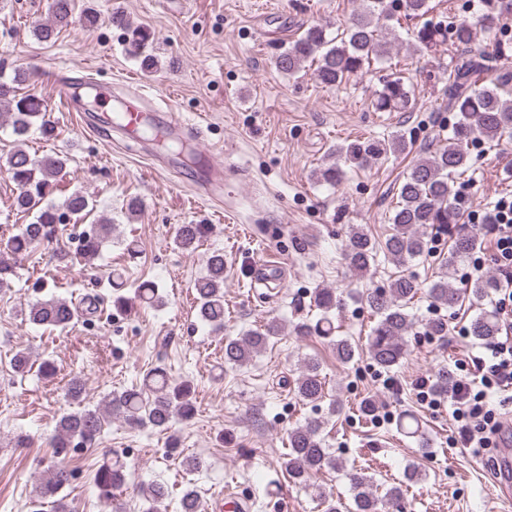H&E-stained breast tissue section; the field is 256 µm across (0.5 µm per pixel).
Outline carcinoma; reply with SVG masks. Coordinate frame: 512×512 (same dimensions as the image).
<instances>
[{
  "instance_id": "obj_1",
  "label": "carcinoma",
  "mask_w": 512,
  "mask_h": 512,
  "mask_svg": "<svg viewBox=\"0 0 512 512\" xmlns=\"http://www.w3.org/2000/svg\"><path fill=\"white\" fill-rule=\"evenodd\" d=\"M483 13L476 21H464L452 27L441 21H424L414 32L415 48L431 50L448 42L455 47L470 48L477 30L488 33L489 43L500 52L506 44L493 29V20L506 7L505 0H481ZM76 0H51L47 23L36 28L43 41L51 40L61 30L74 22ZM429 11L428 0H362L360 11L350 25L332 36L325 27L311 24L289 42L274 60L278 71L288 76L297 74L308 61L314 63L319 84L333 88L361 71L371 60L387 53L388 42L382 40L388 21L401 12L406 20L421 18ZM483 54H472L448 70V103L445 110L458 113V120L448 127V143L418 155L404 176L397 192V202L389 222L392 233L382 241L375 239L358 224L349 226L342 249L343 259L355 272H366L377 262L379 254L402 267L431 253L433 239L448 234V256L444 257L445 271L434 281L429 294L434 301L454 310L465 299L483 301L491 296L496 282L480 278L467 288H457L448 281V270L468 257L477 247L478 240L459 231H453L461 220L456 207L459 195L457 181L469 170L470 150L475 143L492 145L504 138L512 139V75H503L486 84ZM24 72L14 74L9 81H0V104L7 107L11 116L12 132L25 136L37 127L41 136L49 139L55 128L44 119L46 106L42 100L18 93L17 86L26 82ZM410 91L400 74L386 77L381 88L374 93L372 105L378 112H400L409 109ZM409 143L402 134L387 139L355 140L335 149L336 163L315 171L316 180L336 187L341 184L344 167L362 169L389 155L403 154ZM8 171L18 187L15 206L23 212H36L35 221L25 226L8 241V248L16 255L25 254L48 237L55 225L67 216L76 221L84 219L94 209L90 198L73 192L59 205L44 204L47 196L57 189V177L65 169L66 159L46 155L40 159L30 156L17 147L9 157ZM110 224H93L80 242L78 256L91 261L99 256L111 232ZM202 235L199 224H182L176 235V244L192 252ZM224 254L212 253L206 263V272L195 279L193 290L197 301V318L215 330L224 328ZM418 281L411 274H399L384 287L367 294L366 303L376 318L368 338V352L373 363L382 370L398 365L407 354V338L413 333L414 318L406 312L407 304L417 294ZM135 299L159 307L163 304L158 289L145 281L135 291ZM313 306L319 311L314 321H302L293 326L298 336H316L329 346L336 360L348 363L355 357V347L346 339L335 336L333 315L339 306L336 291L318 288L311 296ZM75 318L70 302L55 297L38 299L28 306L25 319L46 328H67ZM499 324L491 310L480 312L471 322L470 334L482 341L498 335ZM282 324L277 320L265 322L237 337H224V364L241 367L269 341L281 335ZM296 396L310 404L324 398L325 380L317 358H304L296 378ZM195 414L191 385L172 379L162 367L150 370L142 387L122 392H111L104 398L102 408H84L63 414L58 422L53 448H69L77 441L84 446L97 441L109 418L117 416L132 427L151 426L167 430L177 419L187 420ZM322 422L308 419L288 432V454L283 463L288 477L297 485H308L311 478L324 468L341 471L344 465L332 456L321 437ZM126 464L118 459L106 461L95 472L94 484L100 495L110 500L114 492L126 481ZM73 478V472L61 462L50 465L46 479L40 485L37 499L32 501L31 512H41L42 499L55 496ZM352 504L321 487L315 488L324 512H390L402 497V488L395 485L378 496L373 490L372 477L355 469L348 473ZM141 496L147 504L144 512H159V506L168 496L161 483L142 487ZM179 512H203L201 498L194 490L183 493L178 504Z\"/></svg>"
}]
</instances>
